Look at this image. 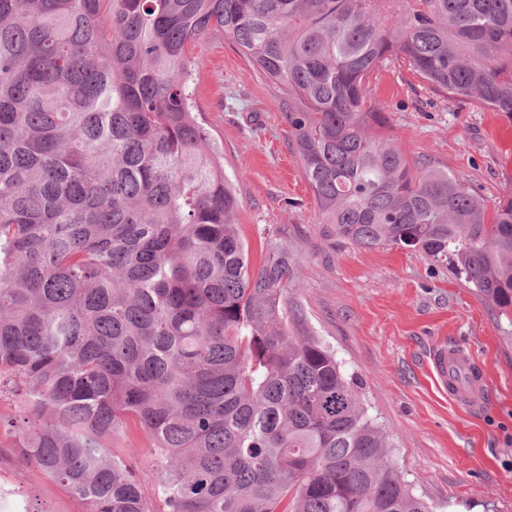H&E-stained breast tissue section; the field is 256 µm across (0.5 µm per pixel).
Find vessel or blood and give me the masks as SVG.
<instances>
[{
	"instance_id": "1",
	"label": "vessel or blood",
	"mask_w": 512,
	"mask_h": 512,
	"mask_svg": "<svg viewBox=\"0 0 512 512\" xmlns=\"http://www.w3.org/2000/svg\"><path fill=\"white\" fill-rule=\"evenodd\" d=\"M430 368L438 385L455 399L471 406L478 403L485 377L463 350L445 344L437 346L430 354Z\"/></svg>"
}]
</instances>
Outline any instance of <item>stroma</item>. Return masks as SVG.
Returning <instances> with one entry per match:
<instances>
[{
  "mask_svg": "<svg viewBox=\"0 0 512 512\" xmlns=\"http://www.w3.org/2000/svg\"><path fill=\"white\" fill-rule=\"evenodd\" d=\"M193 57L198 117L224 154L252 265L269 237L287 240L311 327L358 382L416 494L437 512H512V329L450 266L408 248L337 239L319 221L278 89L223 37ZM372 97L409 158L448 171L486 204L512 198L495 112L438 95L395 59L374 74ZM441 343L465 348L483 368L480 407L458 404L436 384L429 353ZM13 442L0 435V486L17 489L30 512H83L20 463Z\"/></svg>",
  "mask_w": 512,
  "mask_h": 512,
  "instance_id": "stroma-1",
  "label": "stroma"
}]
</instances>
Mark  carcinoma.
<instances>
[{"label":"carcinoma","mask_w":512,"mask_h":512,"mask_svg":"<svg viewBox=\"0 0 512 512\" xmlns=\"http://www.w3.org/2000/svg\"><path fill=\"white\" fill-rule=\"evenodd\" d=\"M402 8L391 13L386 3ZM221 35L284 105L321 223L411 248L512 323V199L382 132L371 76L512 116V0H0V397L20 462L83 512H436L310 329L294 252L250 265L195 114ZM136 425L151 475L108 441Z\"/></svg>","instance_id":"cac0c4a2"}]
</instances>
